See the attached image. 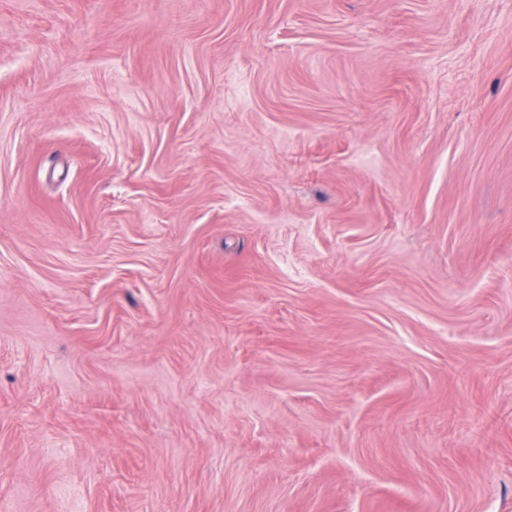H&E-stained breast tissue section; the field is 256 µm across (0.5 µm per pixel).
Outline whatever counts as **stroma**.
Masks as SVG:
<instances>
[{
  "label": "stroma",
  "mask_w": 512,
  "mask_h": 512,
  "mask_svg": "<svg viewBox=\"0 0 512 512\" xmlns=\"http://www.w3.org/2000/svg\"><path fill=\"white\" fill-rule=\"evenodd\" d=\"M0 512H512V0H0Z\"/></svg>",
  "instance_id": "35a3bbf8"
}]
</instances>
